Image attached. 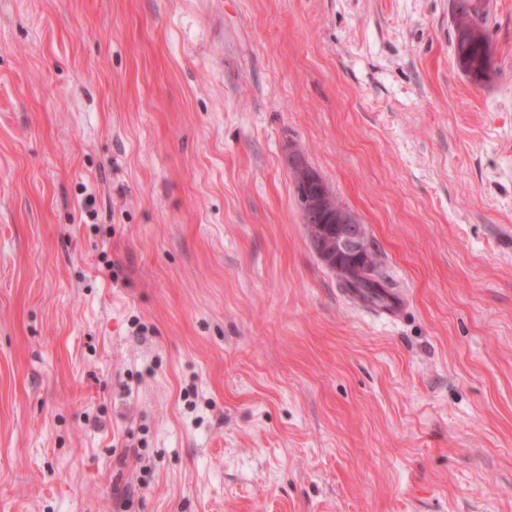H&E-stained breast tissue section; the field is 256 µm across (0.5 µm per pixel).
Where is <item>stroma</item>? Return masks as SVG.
<instances>
[{"label":"stroma","mask_w":512,"mask_h":512,"mask_svg":"<svg viewBox=\"0 0 512 512\" xmlns=\"http://www.w3.org/2000/svg\"><path fill=\"white\" fill-rule=\"evenodd\" d=\"M471 3L482 86L452 0H0V512H512V0ZM454 50L457 64L478 86L491 78L490 42L485 27L486 18L480 17L475 7L466 0H457L454 7ZM289 165L302 223L308 229L315 227V224H325V212H331L328 207L330 189L327 183L308 167L300 153H294L290 157ZM312 184L316 186L314 194L308 190ZM336 225V234L328 235L325 244L319 243L320 258L325 264L340 265L351 263L359 265L365 259L366 240L363 226L352 218H340L333 214ZM369 260L371 266L368 278L366 279H350L335 274L343 288L360 300L372 303L383 302L387 298V294L382 283L375 277V269L378 263L372 251L369 255Z\"/></svg>","instance_id":"35a3bbf8"}]
</instances>
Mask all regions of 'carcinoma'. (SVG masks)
Segmentation results:
<instances>
[{
    "label": "carcinoma",
    "mask_w": 512,
    "mask_h": 512,
    "mask_svg": "<svg viewBox=\"0 0 512 512\" xmlns=\"http://www.w3.org/2000/svg\"><path fill=\"white\" fill-rule=\"evenodd\" d=\"M486 19L468 0H456L454 7V50L457 64L478 86L491 78L490 42L485 27ZM371 262L368 278L350 279L338 277L340 284L352 295L364 302H382L387 298L381 282L375 277L378 266L375 255H369Z\"/></svg>",
    "instance_id": "carcinoma-1"
}]
</instances>
